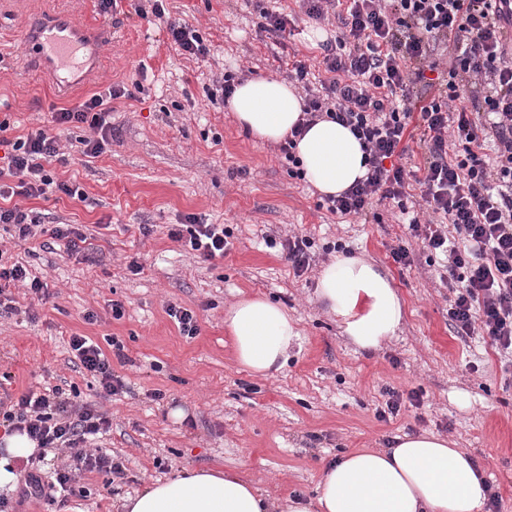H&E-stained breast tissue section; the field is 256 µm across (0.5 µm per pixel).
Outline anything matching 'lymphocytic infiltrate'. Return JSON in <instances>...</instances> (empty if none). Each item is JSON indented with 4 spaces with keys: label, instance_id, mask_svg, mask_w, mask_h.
Here are the masks:
<instances>
[{
    "label": "lymphocytic infiltrate",
    "instance_id": "obj_1",
    "mask_svg": "<svg viewBox=\"0 0 512 512\" xmlns=\"http://www.w3.org/2000/svg\"><path fill=\"white\" fill-rule=\"evenodd\" d=\"M341 24V34L323 46L328 78L319 89L308 88L305 62L293 65L295 81L307 91L292 137L324 118L350 128L368 174L331 197V212L366 219L376 205L395 203L407 215L411 234L446 255L448 278L457 284L448 308L454 328L488 340L512 362V0H348ZM418 85L419 95L413 92ZM120 95L109 88L107 95H92L52 119L59 126L88 125L96 136L82 139V151L101 153L112 132L105 100ZM489 142L490 155L484 152ZM6 147L0 199L14 204L0 206V225L24 240L42 234L66 242L72 255H84L87 238L78 225L41 223L38 212L24 205L56 193L85 197L79 186L45 168L59 152L57 137L39 128ZM416 154L420 163L406 166ZM413 187L432 220L410 215ZM448 224L465 247L449 244ZM169 236L206 260L223 256L228 245L220 224H176ZM16 284L38 299L50 296L47 282L26 267L0 262V314L15 312L4 291ZM69 345L101 395L123 391L99 345L84 336L71 337ZM0 420L27 432L39 447L66 454L50 481L33 471L25 478L49 503L72 492L77 472L97 471L111 480L126 476L123 462L96 444L112 426L108 413L74 405L60 389L32 388L17 400L0 399Z\"/></svg>",
    "mask_w": 512,
    "mask_h": 512
}]
</instances>
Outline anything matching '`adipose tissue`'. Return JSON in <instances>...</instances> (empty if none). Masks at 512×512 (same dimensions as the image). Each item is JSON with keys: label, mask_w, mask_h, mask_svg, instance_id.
<instances>
[{"label": "adipose tissue", "mask_w": 512, "mask_h": 512, "mask_svg": "<svg viewBox=\"0 0 512 512\" xmlns=\"http://www.w3.org/2000/svg\"><path fill=\"white\" fill-rule=\"evenodd\" d=\"M229 108L239 125L262 142H279L302 114V103L285 82L257 78L235 86ZM306 180L321 194L338 195L368 168L359 141L330 119L318 121L297 141ZM317 297L336 316L358 349H377L392 338L405 314L391 277L375 263L341 255L322 270ZM237 363L252 374L282 372L298 339L285 307L261 296L240 299L224 316ZM37 448L14 431L0 439V489H15L19 464ZM485 478L455 441L422 432L397 437L394 447L360 448L323 471L316 507L291 498L282 512H481ZM122 512H270L258 488L221 468H185L122 500Z\"/></svg>", "instance_id": "adipose-tissue-1"}]
</instances>
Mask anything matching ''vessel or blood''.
Instances as JSON below:
<instances>
[{
  "label": "vessel or blood",
  "instance_id": "1",
  "mask_svg": "<svg viewBox=\"0 0 512 512\" xmlns=\"http://www.w3.org/2000/svg\"><path fill=\"white\" fill-rule=\"evenodd\" d=\"M24 40L39 70L59 94L68 96L83 87L97 69L110 35L68 13L36 14L25 22Z\"/></svg>",
  "mask_w": 512,
  "mask_h": 512
}]
</instances>
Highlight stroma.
<instances>
[{
    "label": "stroma",
    "instance_id": "stroma-1",
    "mask_svg": "<svg viewBox=\"0 0 512 512\" xmlns=\"http://www.w3.org/2000/svg\"><path fill=\"white\" fill-rule=\"evenodd\" d=\"M149 7L148 0H117L106 14L99 0H0V137L52 127L60 153L48 169L88 199L57 194L26 205L46 223L80 225L89 247L78 260L64 242L0 230V250L42 275L51 291L44 302L12 291L17 312L0 316V397L33 386L78 388L80 403L111 415L103 446L126 467L125 478L110 485L98 472H82L61 512H118L120 497L187 465L237 469L274 504L291 495L311 500L324 465L339 455L421 431L454 439L483 468L498 512H512V375L488 342L451 325L444 256L410 236L387 205L369 223L322 207L306 181L289 177L280 146L253 140L229 107L207 97L224 72L284 81L298 60L325 79L313 33L334 37L340 20L318 25L296 0H270L291 25L269 39L255 31L254 0H167L171 17L197 30L208 48L196 59L175 49ZM33 11L68 12L111 31L86 93L59 99L36 68L23 42ZM113 86L125 93L109 102L112 137L101 154L86 156L79 141L91 136L88 125L55 127L52 114ZM193 220L227 227L224 257L201 259L170 238L171 225ZM295 233L314 243L301 276L264 242ZM334 242L385 267L406 304L400 331L377 350L355 351L316 298L320 271L332 259L325 247ZM399 245L410 265L393 261ZM133 260L140 272H130ZM253 295L287 307L298 323L288 365L272 377L237 364L224 326L225 310ZM116 302L124 311L118 320ZM171 304L195 314L196 336L182 334L167 313ZM89 312L96 321H86ZM75 335L123 343V359L112 362L125 383L121 394L101 400L72 361ZM388 387L399 392L401 408L381 419L376 411ZM177 409L182 417H174ZM160 458L165 467H157Z\"/></svg>",
    "mask_w": 512,
    "mask_h": 512
}]
</instances>
